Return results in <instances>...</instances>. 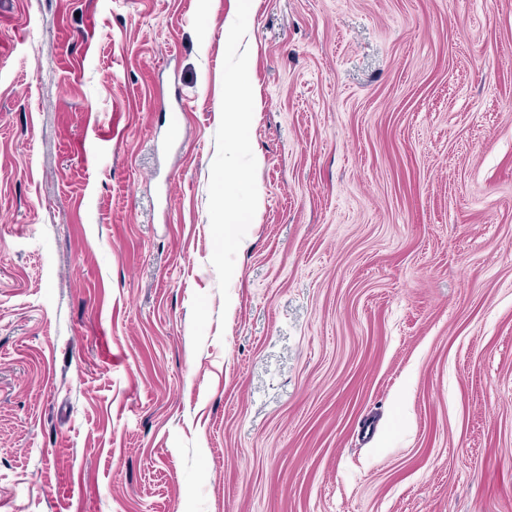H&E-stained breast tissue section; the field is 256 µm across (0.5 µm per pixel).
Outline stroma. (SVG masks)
I'll return each mask as SVG.
<instances>
[{"mask_svg": "<svg viewBox=\"0 0 512 512\" xmlns=\"http://www.w3.org/2000/svg\"><path fill=\"white\" fill-rule=\"evenodd\" d=\"M0 512H512V0H0ZM250 89L240 83L232 82L224 94V117L228 128L234 130L237 137L244 133L245 128L253 119L250 112ZM252 175L250 168L241 167L239 164L234 161L225 162L224 159V177L222 176V185L224 186V216L222 217L221 224L224 225V244L227 241L235 240L238 244L239 238H237L236 234L227 235L226 232H229L231 228H233V224H250L254 221L258 205H259V194L258 191H255L254 203L251 209L243 210L237 208L233 203V192L237 188L238 185L245 183H252Z\"/></svg>", "mask_w": 512, "mask_h": 512, "instance_id": "1", "label": "stroma"}]
</instances>
